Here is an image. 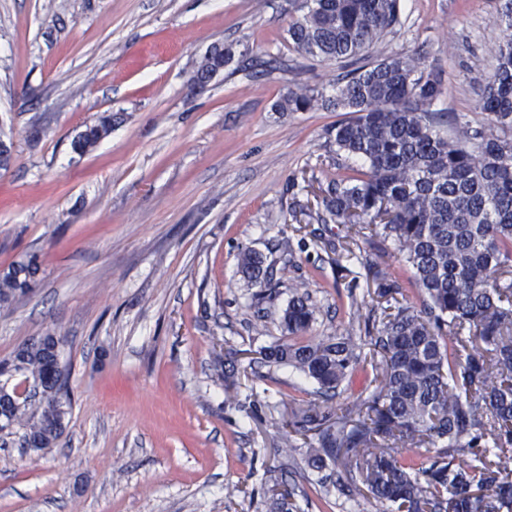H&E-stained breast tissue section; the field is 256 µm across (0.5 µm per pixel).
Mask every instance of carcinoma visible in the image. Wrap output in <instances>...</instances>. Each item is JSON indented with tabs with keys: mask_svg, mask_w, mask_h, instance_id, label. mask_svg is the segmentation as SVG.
Masks as SVG:
<instances>
[{
	"mask_svg": "<svg viewBox=\"0 0 512 512\" xmlns=\"http://www.w3.org/2000/svg\"><path fill=\"white\" fill-rule=\"evenodd\" d=\"M288 21V43L301 55L350 66L336 94L298 87L276 103L278 112L345 110L353 117L331 130L336 178L322 189L324 211L355 234L366 229L391 242L411 268L421 308L399 301L402 287L382 284L385 307L368 356L353 337L311 336L259 351L319 385L318 398L301 405L294 426L314 432L308 464L350 465L383 512H512V0H500L495 22L503 30L494 48L497 66L487 77L478 107L489 132L432 110L441 78L420 58L370 51L400 24V0H299ZM246 51L233 46L204 55L193 75L239 70ZM112 132L102 115L72 141L82 156ZM244 277L271 281L257 253L240 254ZM39 272L36 260L0 275V308L24 295ZM315 314L306 293L289 301L283 323L305 331ZM49 335L17 354L15 373L0 389V415L45 454L65 431L71 403L68 380L52 376ZM370 362L374 387L330 421L325 403L348 374ZM33 393L13 399L14 388ZM437 448L427 461L398 458L401 448ZM274 512H297L293 493L275 491Z\"/></svg>",
	"mask_w": 512,
	"mask_h": 512,
	"instance_id": "carcinoma-1",
	"label": "carcinoma"
}]
</instances>
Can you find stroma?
Returning a JSON list of instances; mask_svg holds the SVG:
<instances>
[{"label": "stroma", "mask_w": 512, "mask_h": 512, "mask_svg": "<svg viewBox=\"0 0 512 512\" xmlns=\"http://www.w3.org/2000/svg\"><path fill=\"white\" fill-rule=\"evenodd\" d=\"M403 24L374 56L416 53L439 73L435 110L486 130L477 103L503 37L498 0H401ZM290 0H0V273L37 259L30 294L0 309V359L36 336L63 339L73 409L49 453L0 445V512H269L272 485L298 512H378L340 490L343 465L308 466L290 434L312 381L263 362L289 341L295 284L317 306L308 333L367 336L380 315L346 230L317 219L305 189L334 178L340 112H277L297 86L335 93L337 64L288 46ZM283 68L189 78L215 45ZM112 131L88 154L72 139L99 113ZM288 276L247 283L242 251ZM368 262L417 293L392 244ZM224 359L223 371L212 365ZM237 382L227 400L225 379ZM326 477L333 489L318 483Z\"/></svg>", "instance_id": "obj_1"}]
</instances>
